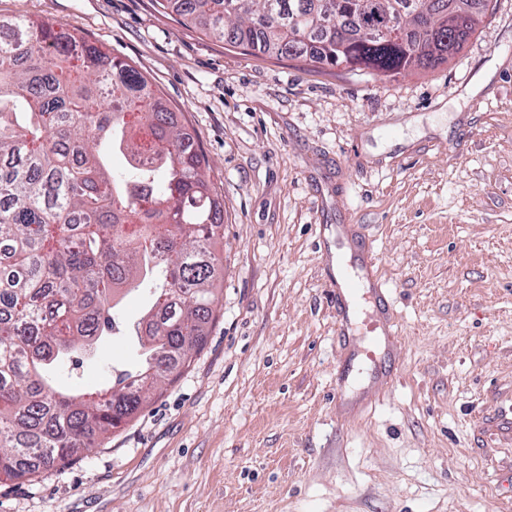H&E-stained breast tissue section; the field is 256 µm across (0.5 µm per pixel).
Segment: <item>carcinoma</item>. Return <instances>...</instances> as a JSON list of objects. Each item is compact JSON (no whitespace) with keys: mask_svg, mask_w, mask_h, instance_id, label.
<instances>
[{"mask_svg":"<svg viewBox=\"0 0 512 512\" xmlns=\"http://www.w3.org/2000/svg\"><path fill=\"white\" fill-rule=\"evenodd\" d=\"M167 2L248 52L393 78L459 53L488 0H422L401 36L376 40L359 35L351 0ZM2 29L0 480H24L90 450L203 345L224 213L205 155L138 70L50 23ZM126 287L153 298L132 326L115 302ZM116 334L136 340L141 365L115 370L105 391L63 392L57 382Z\"/></svg>","mask_w":512,"mask_h":512,"instance_id":"1","label":"carcinoma"}]
</instances>
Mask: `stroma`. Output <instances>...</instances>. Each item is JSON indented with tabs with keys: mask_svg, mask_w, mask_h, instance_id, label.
<instances>
[{
	"mask_svg": "<svg viewBox=\"0 0 512 512\" xmlns=\"http://www.w3.org/2000/svg\"><path fill=\"white\" fill-rule=\"evenodd\" d=\"M141 71L224 201L214 319L176 380L100 445L0 481V512H512V0L447 63L386 79L249 53L161 0H0ZM377 258L401 346L340 335L336 252ZM110 337L74 385L134 364ZM395 382L350 413L343 367ZM482 430L501 448L512 445V394L501 398L493 414L481 421Z\"/></svg>",
	"mask_w": 512,
	"mask_h": 512,
	"instance_id": "1",
	"label": "stroma"
}]
</instances>
